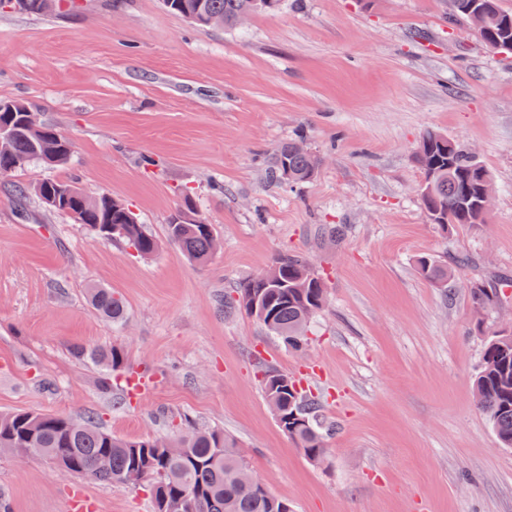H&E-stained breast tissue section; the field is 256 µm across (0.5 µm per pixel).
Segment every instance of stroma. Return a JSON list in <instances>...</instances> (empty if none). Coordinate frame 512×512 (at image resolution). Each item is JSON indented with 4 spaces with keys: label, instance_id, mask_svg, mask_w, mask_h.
I'll list each match as a JSON object with an SVG mask.
<instances>
[{
    "label": "stroma",
    "instance_id": "stroma-1",
    "mask_svg": "<svg viewBox=\"0 0 512 512\" xmlns=\"http://www.w3.org/2000/svg\"><path fill=\"white\" fill-rule=\"evenodd\" d=\"M76 4L0 9V100L26 103L72 144L63 166L0 177V413L90 415L131 439L176 434L190 417L223 429L293 512H512V448L473 399L489 333L512 324V294L480 316L468 292L512 279V53L449 24L450 0H282L217 29L162 0ZM430 130L490 170L484 223L445 233L428 220L414 155ZM298 132L322 159L316 177L268 182L267 158ZM47 179L129 204L160 251L137 256L47 210L34 192ZM187 200L221 244L204 265L165 240ZM329 225L343 237H324ZM288 251L328 287L301 353L224 308ZM424 255L465 257L455 295L420 276ZM94 285L124 299V322L92 308ZM75 345L121 346L125 366L77 361ZM269 367L335 424L323 462L278 426ZM78 494L85 512L151 510L143 485L0 451L10 512H71Z\"/></svg>",
    "mask_w": 512,
    "mask_h": 512
}]
</instances>
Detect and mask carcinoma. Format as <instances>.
Wrapping results in <instances>:
<instances>
[{
    "instance_id": "1",
    "label": "carcinoma",
    "mask_w": 512,
    "mask_h": 512,
    "mask_svg": "<svg viewBox=\"0 0 512 512\" xmlns=\"http://www.w3.org/2000/svg\"><path fill=\"white\" fill-rule=\"evenodd\" d=\"M272 2L274 5L260 9L257 0H164V5L170 12L208 28L212 17L230 27L243 13L273 12L280 0ZM479 4L487 17L486 27L477 29L482 41L499 40L503 49L512 51V13L501 10L497 0H479ZM26 108L16 101L0 103V127L7 132L5 146L0 148V169L16 170L32 161L47 168L65 164L70 143L47 125L40 134L33 131L25 121ZM304 140L298 135L272 153L266 167L270 181L293 186L315 177L316 156L295 148ZM415 158L424 175L422 205L429 219H442L439 229L484 223L485 216L477 205L478 190L489 170L478 157L458 142L450 149L447 136L428 132ZM39 189L43 194L62 196L49 210L69 215L103 240L123 241L140 256H151L161 248V242L139 223L134 211L108 194L100 197L97 206L88 208L84 193L69 181L46 180ZM167 238L196 263H207L213 254L212 225L191 211L171 216ZM416 266L429 281L446 286L452 280L448 266L427 256L419 257ZM507 286V280L492 286L475 283L469 288L472 303L481 310L492 308L500 303ZM237 295L238 306L295 351L305 348V327L327 301L325 279L298 253L277 255L267 276L242 282ZM89 298L104 320H125V303L112 289L93 288ZM71 353L78 360L98 363L111 371L125 364V352L116 345L93 349L76 345ZM262 383L269 404L280 413V428L309 461L322 460L327 452L326 437L335 427L322 417L320 399L286 374L269 371ZM474 388L477 408L488 417L499 444L512 448V326L489 337ZM14 448H40L43 457L56 461L62 469L100 483L124 484L129 473L137 470L143 474L151 512H277L280 505L288 504L261 490L259 480L244 477L246 464L224 431L197 428L188 419L172 440L149 436L130 440L104 430L90 417L1 413L0 450ZM103 457L108 465L99 468L97 461Z\"/></svg>"
}]
</instances>
